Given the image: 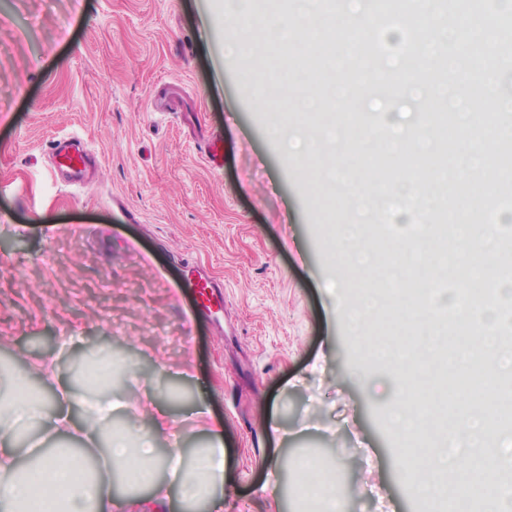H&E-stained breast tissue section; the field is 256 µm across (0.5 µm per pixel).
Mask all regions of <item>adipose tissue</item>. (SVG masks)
Here are the masks:
<instances>
[{"label":"adipose tissue","instance_id":"ef3b65f1","mask_svg":"<svg viewBox=\"0 0 512 512\" xmlns=\"http://www.w3.org/2000/svg\"><path fill=\"white\" fill-rule=\"evenodd\" d=\"M28 377L0 370V512H170L173 502L224 505V444L217 429L208 445L159 454L157 441L176 420L166 410L136 434L112 424L119 409L148 410L138 371L125 367L126 398L112 397V357L92 361L79 379L43 357ZM305 496L319 512H337L351 491L334 474L299 464ZM167 471L168 482L158 479Z\"/></svg>","mask_w":512,"mask_h":512}]
</instances>
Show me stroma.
I'll use <instances>...</instances> for the list:
<instances>
[{"label": "stroma", "instance_id": "35a3bbf8", "mask_svg": "<svg viewBox=\"0 0 512 512\" xmlns=\"http://www.w3.org/2000/svg\"><path fill=\"white\" fill-rule=\"evenodd\" d=\"M225 0H0V363L18 372L43 355L64 374L106 347L144 370L185 448L224 435V512H303L307 455L354 491L346 512H419L394 460L391 374L352 381L334 307L349 283L327 242L349 214L327 195L302 132L324 112L271 104L255 86L296 74L306 46L257 44L256 64L226 48ZM373 67L410 93L395 111L420 126L430 81L418 79L403 34L386 28ZM471 79L494 73L512 94V62L459 47ZM494 101L457 86L451 132L470 140ZM285 124L287 143L271 140ZM224 142L222 166L207 146ZM76 145L95 160L80 183L58 169ZM222 283L202 305L185 263ZM205 404L206 415L196 413ZM288 433L279 439L272 425Z\"/></svg>", "mask_w": 512, "mask_h": 512}]
</instances>
